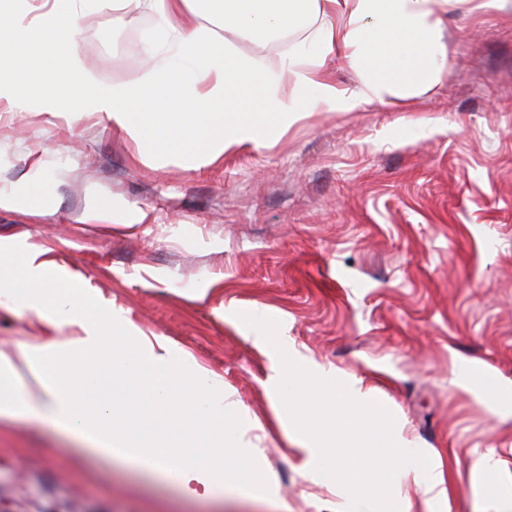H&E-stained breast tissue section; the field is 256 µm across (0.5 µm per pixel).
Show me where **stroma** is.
Wrapping results in <instances>:
<instances>
[{
	"label": "stroma",
	"instance_id": "stroma-1",
	"mask_svg": "<svg viewBox=\"0 0 512 512\" xmlns=\"http://www.w3.org/2000/svg\"><path fill=\"white\" fill-rule=\"evenodd\" d=\"M154 29L149 15H99L77 48L102 81L132 83ZM440 43V81L301 113L206 166L91 118H0V190H28L36 159L46 176L32 206L0 210V240L44 252L53 278L215 376L239 428L215 462L265 480L261 498L231 484L190 498L172 476L74 454L70 435L22 415L0 422V512H344L347 493L314 472L268 383L277 355L240 311L278 319L294 358L383 403L397 442L429 456L430 476H396L400 512H512V10L464 0ZM235 47L253 59L315 43L308 29ZM96 206L119 223H85ZM52 335L68 332L0 307V344ZM476 365L497 401L467 378Z\"/></svg>",
	"mask_w": 512,
	"mask_h": 512
}]
</instances>
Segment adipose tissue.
Wrapping results in <instances>:
<instances>
[{
    "label": "adipose tissue",
    "mask_w": 512,
    "mask_h": 512,
    "mask_svg": "<svg viewBox=\"0 0 512 512\" xmlns=\"http://www.w3.org/2000/svg\"><path fill=\"white\" fill-rule=\"evenodd\" d=\"M463 0H0V109L31 108L70 123L94 117L167 161L214 162L236 147L265 143L298 113L349 112L386 102L445 72L438 39L449 6ZM111 9L127 22L152 15L161 51L131 84L99 79L81 59L75 36L93 14ZM317 24L306 58H240L233 38L268 40ZM342 54L358 76L340 89L319 79ZM290 92H283V85ZM260 91L266 121L250 118L242 89ZM41 252L0 248V300L73 328L66 344L47 339L0 348V420L46 419L94 450L172 474L194 497H216L238 482L214 467L219 439L236 441V409L192 370L167 339L135 335L105 301L87 306L48 274ZM130 391L139 418L127 427L112 398ZM162 422L178 436L162 438Z\"/></svg>",
    "instance_id": "adipose-tissue-1"
}]
</instances>
